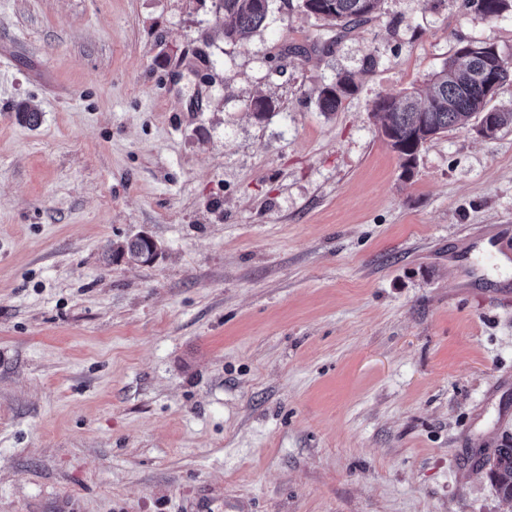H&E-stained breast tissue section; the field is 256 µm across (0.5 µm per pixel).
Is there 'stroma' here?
I'll return each mask as SVG.
<instances>
[{"label": "stroma", "mask_w": 512, "mask_h": 512, "mask_svg": "<svg viewBox=\"0 0 512 512\" xmlns=\"http://www.w3.org/2000/svg\"><path fill=\"white\" fill-rule=\"evenodd\" d=\"M223 19L0 0V512H512L478 465L512 442V277L462 252L512 253V126L406 174L372 114L461 43L512 57V14ZM142 233L155 262L108 260ZM326 86L319 94L318 104L321 112H336L342 101L356 90V85L348 73L338 74L335 80Z\"/></svg>", "instance_id": "35a3bbf8"}]
</instances>
